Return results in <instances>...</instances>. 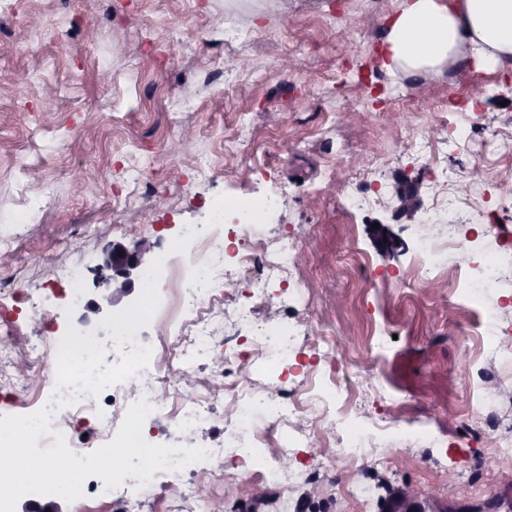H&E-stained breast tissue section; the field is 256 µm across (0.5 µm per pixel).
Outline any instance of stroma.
Listing matches in <instances>:
<instances>
[{
  "label": "stroma",
  "instance_id": "obj_1",
  "mask_svg": "<svg viewBox=\"0 0 512 512\" xmlns=\"http://www.w3.org/2000/svg\"><path fill=\"white\" fill-rule=\"evenodd\" d=\"M404 0H17L0 14V268L13 269L19 290L43 288L65 297L57 271L83 272V297L71 316L31 317L11 296L17 328L12 378L0 382V416L11 415L16 389L30 384V343L68 327L98 332L101 315L94 269L112 244L146 239L153 263L178 229L207 223L215 204L283 190L263 220L268 238L294 239L302 260L294 271L302 300L259 304L268 318L302 321L343 345L350 371L368 369L377 335L387 341L392 379L406 407L392 411L382 393L363 386L362 412L397 416L404 429L434 441L396 446L386 462L335 458L330 448H295L291 470L321 466L320 478L282 489L254 479L197 480L227 512H380L402 484L454 502L467 487L468 507L512 495V470L496 467L494 447L512 438V211L499 206L512 183V70L446 69L440 76L386 73L375 49L386 16ZM56 23L57 41L28 48L25 16ZM97 23L88 41L84 20ZM167 16L172 26L159 25ZM294 26H281L282 17ZM223 58V71L211 67ZM112 72L100 83L98 72ZM495 85L470 110L469 87ZM266 142L258 160L224 150L229 128ZM194 137L179 155L168 151L184 130ZM212 163L197 179L198 161ZM448 171L432 184L430 167ZM416 181L421 206L414 223L395 214L401 177ZM137 179L138 189L125 183ZM365 196L359 210L340 207L339 192ZM46 191L50 204L24 210ZM499 234L486 260L506 275L495 293L456 304L454 276L470 260L464 237L487 227ZM401 242L381 251L380 230ZM440 244L437 272L414 273L420 240ZM471 330L467 346L458 336ZM368 505L344 493L352 478Z\"/></svg>",
  "mask_w": 512,
  "mask_h": 512
}]
</instances>
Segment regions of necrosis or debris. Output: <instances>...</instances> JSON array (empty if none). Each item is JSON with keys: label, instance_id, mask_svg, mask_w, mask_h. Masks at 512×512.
I'll return each instance as SVG.
<instances>
[{"label": "necrosis or debris", "instance_id": "obj_1", "mask_svg": "<svg viewBox=\"0 0 512 512\" xmlns=\"http://www.w3.org/2000/svg\"><path fill=\"white\" fill-rule=\"evenodd\" d=\"M279 193L253 197L235 204L217 205L210 222L228 225L223 250H216L212 236L197 235L185 255H168L157 283L159 307L152 321L163 334H175L176 341L168 356H151L134 379L138 390L135 400L147 401L152 415H167L175 427L184 432L203 428L212 421L211 395H202L177 407H169L156 396L157 384L180 388L185 365L196 359H208L211 375L228 380L230 407L224 414V445L208 449L204 459L191 462L183 469L154 472L146 487L172 494V512H211L209 502L190 490L187 476L205 469L215 481L224 479V461L237 459L241 465L236 479L251 482L262 476L265 482L289 486L296 475L283 465L280 452L285 448H308L317 433L335 437L340 456L355 461L368 455L386 459L395 443L393 424L387 420H362L353 413L340 386L336 343L324 338L326 352L322 364L309 368L306 389L298 393H274L259 387L254 374L273 377L288 368L296 356L299 336L288 328L253 326L251 347L247 350H218L214 341L211 308L223 294L217 280L234 275L252 287L276 279L292 283L302 292L301 282L293 281L292 271L299 258L298 247L285 239L268 240L259 219L276 209ZM58 339L38 337L31 345L29 367L44 374L46 395L20 399L21 408L36 412L51 400L52 393L68 398L67 416L53 415V432H65L68 423L77 422L92 430L100 443L114 439V425L101 411L98 400L90 394H75L73 388L57 386ZM307 425H294L296 417ZM279 439H272V430Z\"/></svg>", "mask_w": 512, "mask_h": 512}]
</instances>
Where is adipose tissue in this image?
<instances>
[{
    "label": "adipose tissue",
    "instance_id": "1",
    "mask_svg": "<svg viewBox=\"0 0 512 512\" xmlns=\"http://www.w3.org/2000/svg\"><path fill=\"white\" fill-rule=\"evenodd\" d=\"M385 68L412 75L512 67V0H406L385 23Z\"/></svg>",
    "mask_w": 512,
    "mask_h": 512
}]
</instances>
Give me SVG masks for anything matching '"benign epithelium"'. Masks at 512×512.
<instances>
[{
  "instance_id": "1",
  "label": "benign epithelium",
  "mask_w": 512,
  "mask_h": 512,
  "mask_svg": "<svg viewBox=\"0 0 512 512\" xmlns=\"http://www.w3.org/2000/svg\"><path fill=\"white\" fill-rule=\"evenodd\" d=\"M399 215L411 220L414 218L419 202L414 190L404 181L398 188ZM150 246L141 241L129 251L121 245H114L104 255L102 263L95 268L96 286L100 289L99 300L92 303L90 310L101 313L113 305L115 298L127 294L132 288V276L141 277L143 257ZM381 512H457V509L440 505L429 493L406 485L394 491L386 500Z\"/></svg>"
}]
</instances>
